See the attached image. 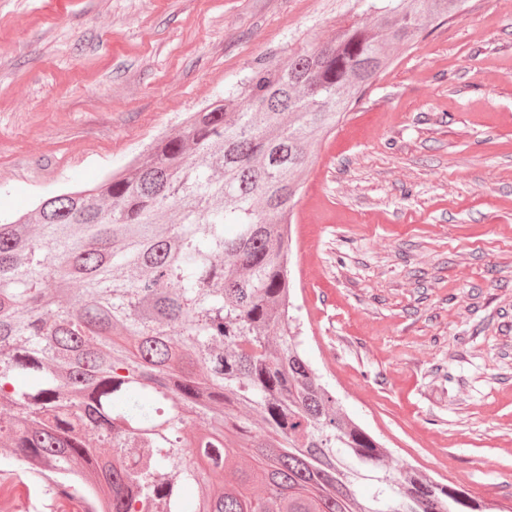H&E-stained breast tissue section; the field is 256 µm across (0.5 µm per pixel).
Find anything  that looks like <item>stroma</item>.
Listing matches in <instances>:
<instances>
[{
  "label": "stroma",
  "mask_w": 512,
  "mask_h": 512,
  "mask_svg": "<svg viewBox=\"0 0 512 512\" xmlns=\"http://www.w3.org/2000/svg\"><path fill=\"white\" fill-rule=\"evenodd\" d=\"M348 0H0V216L92 187ZM315 147L307 359L396 468L512 506V0L428 24ZM0 447V512H79Z\"/></svg>",
  "instance_id": "obj_1"
}]
</instances>
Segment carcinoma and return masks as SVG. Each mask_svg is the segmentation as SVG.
I'll list each match as a JSON object with an SVG mask.
<instances>
[{
  "instance_id": "1",
  "label": "carcinoma",
  "mask_w": 512,
  "mask_h": 512,
  "mask_svg": "<svg viewBox=\"0 0 512 512\" xmlns=\"http://www.w3.org/2000/svg\"><path fill=\"white\" fill-rule=\"evenodd\" d=\"M354 2L360 18L250 68L125 173L0 219V443L84 512H187L194 487L195 512H492L393 468L303 357L290 314L313 148L395 46L466 0ZM71 283L68 299L50 293ZM195 418L211 430L190 441ZM239 448L256 466L209 496Z\"/></svg>"
}]
</instances>
